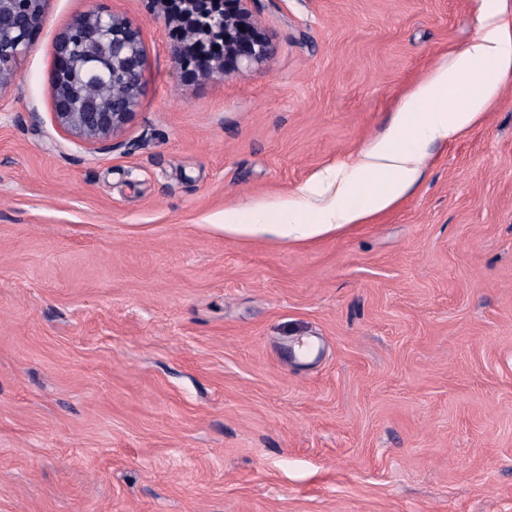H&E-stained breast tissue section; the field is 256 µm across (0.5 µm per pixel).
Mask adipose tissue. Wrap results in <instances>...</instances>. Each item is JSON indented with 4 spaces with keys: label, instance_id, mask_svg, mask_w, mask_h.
<instances>
[{
    "label": "adipose tissue",
    "instance_id": "1",
    "mask_svg": "<svg viewBox=\"0 0 512 512\" xmlns=\"http://www.w3.org/2000/svg\"><path fill=\"white\" fill-rule=\"evenodd\" d=\"M480 21L484 34L419 81L352 164L306 185L301 200L226 210L225 233L299 243L366 223L400 202L417 185L429 147L465 135L512 76V17L488 4Z\"/></svg>",
    "mask_w": 512,
    "mask_h": 512
}]
</instances>
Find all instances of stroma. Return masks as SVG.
Listing matches in <instances>:
<instances>
[{
    "mask_svg": "<svg viewBox=\"0 0 512 512\" xmlns=\"http://www.w3.org/2000/svg\"><path fill=\"white\" fill-rule=\"evenodd\" d=\"M481 0H256L262 65L190 77L149 0H47L0 90V512H512V81L338 234L226 235L356 159ZM102 6L145 87L111 144L54 120Z\"/></svg>",
    "mask_w": 512,
    "mask_h": 512,
    "instance_id": "35a3bbf8",
    "label": "stroma"
}]
</instances>
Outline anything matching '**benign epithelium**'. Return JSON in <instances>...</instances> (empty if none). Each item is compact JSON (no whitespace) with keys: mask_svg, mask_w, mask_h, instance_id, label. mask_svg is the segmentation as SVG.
<instances>
[{"mask_svg":"<svg viewBox=\"0 0 512 512\" xmlns=\"http://www.w3.org/2000/svg\"><path fill=\"white\" fill-rule=\"evenodd\" d=\"M46 0H0V86L13 82L17 64L32 45L44 18ZM253 0H154L164 18L202 35L200 48L180 53L181 67L204 76L241 73L266 62L271 41L252 22ZM244 29H239V26ZM94 41L111 50L112 83L122 89L117 99L76 95L70 84L53 78L58 128L89 143L110 142L135 115L145 84L144 49L138 30L126 19L100 8L76 17L60 35L59 53Z\"/></svg>","mask_w":512,"mask_h":512,"instance_id":"obj_1","label":"benign epithelium"}]
</instances>
